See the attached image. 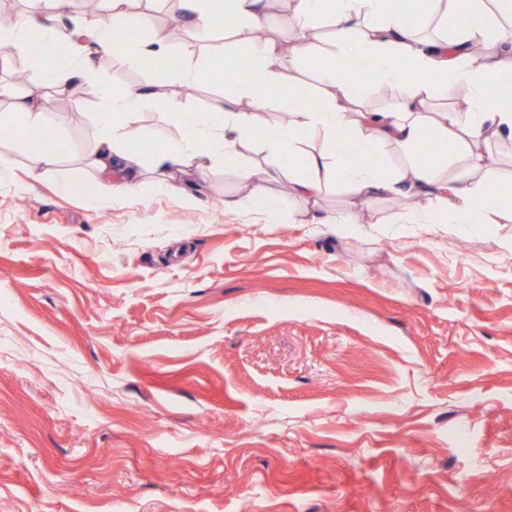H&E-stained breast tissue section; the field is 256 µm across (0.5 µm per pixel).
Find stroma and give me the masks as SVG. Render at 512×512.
Listing matches in <instances>:
<instances>
[{
	"label": "stroma",
	"mask_w": 512,
	"mask_h": 512,
	"mask_svg": "<svg viewBox=\"0 0 512 512\" xmlns=\"http://www.w3.org/2000/svg\"><path fill=\"white\" fill-rule=\"evenodd\" d=\"M107 82L165 85L128 117L153 145L224 92L115 50L37 91L52 169L0 136V512H512V222L387 195L338 231L279 181L230 210L221 163L93 191Z\"/></svg>",
	"instance_id": "35a3bbf8"
}]
</instances>
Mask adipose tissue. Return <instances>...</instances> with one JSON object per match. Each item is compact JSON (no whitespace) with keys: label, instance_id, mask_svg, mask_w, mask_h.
I'll list each match as a JSON object with an SVG mask.
<instances>
[{"label":"adipose tissue","instance_id":"obj_1","mask_svg":"<svg viewBox=\"0 0 512 512\" xmlns=\"http://www.w3.org/2000/svg\"><path fill=\"white\" fill-rule=\"evenodd\" d=\"M133 0H109L110 17L85 20L82 38L67 37L61 25L60 0H29L28 8L9 26L0 27V68L12 60L32 62L47 57L58 41H67L70 64L58 83L92 80L99 56L118 49L136 61L171 56L165 37L143 41L134 32L143 18L131 9ZM181 27L203 33L246 38L265 25L272 11L286 5L300 37L289 48L275 39L250 42L248 80L238 75L239 58L220 55L224 70L221 106L207 112H182L176 120L181 138L159 148L142 146L136 129L125 118L145 102L141 87L99 88L97 138L91 167L96 186L106 192L130 194L139 188L138 172L191 166L205 176L216 160L239 167L249 193L246 200L226 201L229 209L242 202L266 203L267 185L287 180L291 199L302 206L317 205L331 187L347 188L352 200L336 215L337 224H356L363 203L387 195L423 199L414 224H449L466 234L478 224L512 218V177L503 176L479 153V143L512 139V104L489 98L487 88L503 70L512 69V0H419L425 21H437L441 31L421 36L411 27L409 0H182ZM330 29L329 45L314 32ZM484 47L473 54L471 44ZM311 69L325 86L312 105L294 101L292 73ZM393 92L398 100L390 112H366L360 107L363 86ZM466 89V107L429 111L431 101ZM275 91L289 106L286 122L258 127L255 111ZM10 122L23 132L38 131L40 140L28 149L30 169L40 173L59 157V136L44 105L33 98L13 100L0 123ZM317 137L321 148L305 143ZM261 139L277 166H241L242 148ZM439 148L437 160L422 165L419 154L425 139ZM363 150L350 160V147ZM403 159L402 168L382 162L383 154Z\"/></svg>","mask_w":512,"mask_h":512}]
</instances>
